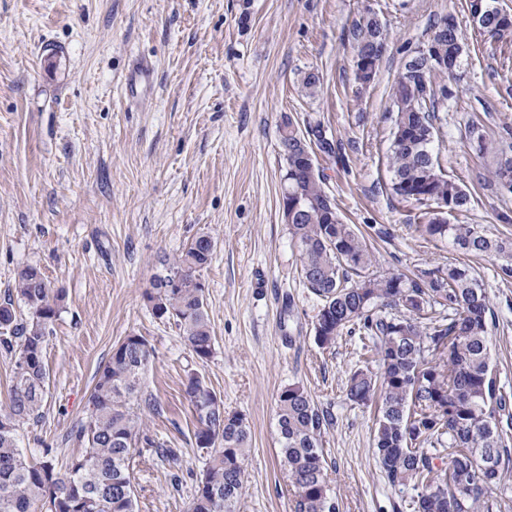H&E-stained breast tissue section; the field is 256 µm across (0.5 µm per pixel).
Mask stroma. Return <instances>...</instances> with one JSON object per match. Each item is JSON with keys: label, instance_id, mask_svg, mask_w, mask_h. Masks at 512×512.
<instances>
[{"label": "stroma", "instance_id": "obj_1", "mask_svg": "<svg viewBox=\"0 0 512 512\" xmlns=\"http://www.w3.org/2000/svg\"><path fill=\"white\" fill-rule=\"evenodd\" d=\"M468 0H0V301L18 271L41 268L67 298L44 345L48 374L37 417L20 425L31 462L51 454L66 471L82 446L70 434L112 349L142 336L151 351L139 409L155 448L133 459L135 512H188L205 455L185 394L202 376L243 415L252 433L235 512H294L295 489L277 456L276 399L300 384L336 416L323 438L340 512H399L372 454L374 411L352 406L345 380L371 361L358 336L327 349L313 339L319 302L305 288L298 252L281 219L285 160L279 127L321 123L344 158L316 152L326 191L374 254L373 271L465 266L486 288L494 316L490 356L512 396V277L494 254L476 256L426 240L423 206L391 189L392 89L404 58L431 25L453 16L466 52L441 113L432 150L471 196L453 224L512 237V194L479 182L512 128V46L476 27ZM388 29L373 82L360 86L343 32L366 11ZM153 86L125 92L138 60ZM322 83L310 91L306 72ZM479 127L483 145L470 138ZM390 236H382V229ZM214 240L200 270L215 352L200 362L147 295L163 261L199 233ZM173 449L170 458L160 449Z\"/></svg>", "mask_w": 512, "mask_h": 512}]
</instances>
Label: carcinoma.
Wrapping results in <instances>:
<instances>
[{
  "label": "carcinoma",
  "mask_w": 512,
  "mask_h": 512,
  "mask_svg": "<svg viewBox=\"0 0 512 512\" xmlns=\"http://www.w3.org/2000/svg\"><path fill=\"white\" fill-rule=\"evenodd\" d=\"M487 10L477 26L512 43V19L498 18L497 7ZM387 36L372 12L345 30L355 55L371 59L368 73L355 70L360 85L372 81ZM464 51L453 27L438 53L410 56L402 70H421L430 87L439 57L454 60L458 68ZM439 91L430 89L419 99L403 82L396 83L388 162L397 196L427 206L442 201L453 212L466 207L470 195L444 174L431 148L448 86ZM280 143L288 168L281 196L301 203L299 219L288 231L298 248L303 283L321 301L314 341L328 348L343 334L356 333L375 356V367L351 371L345 392L358 406L378 407L373 455L386 483L411 512H494L498 495L505 493L502 474L512 466V398L490 366L493 310L485 288L467 267L433 266L411 276L370 272L372 254L362 235L342 220L315 166L314 149L334 154L337 143L321 124L301 131L290 119L283 121ZM493 178L512 193L511 144L498 153ZM415 231L431 240L447 239L467 253L495 254L504 260L502 274L512 276V238L493 237L478 224H442L428 211ZM213 249L212 237L198 234L164 274L154 277V291L147 294L153 315L174 322L201 362L215 347L205 288L196 272L209 264ZM177 275L185 281L169 286L167 280ZM17 301L30 314L26 322H18L13 300L0 303V348L14 359L10 404L0 415V512H32L41 501L48 512H134V451L140 444L153 446L150 438L139 439L133 410L154 406L141 386L150 358L146 340L130 335L114 348L90 395L87 419L71 432L84 453L61 474L48 458L49 448L38 463L26 459L17 445V426L41 407L44 344L64 294L39 268L28 266L19 273ZM185 393L197 422L195 444L207 454L190 512H233L244 489L250 428L242 415L224 410L200 376L188 377ZM276 407L281 462L297 490L295 512H340L321 448L333 415L296 384L280 391Z\"/></svg>",
  "instance_id": "1"
}]
</instances>
